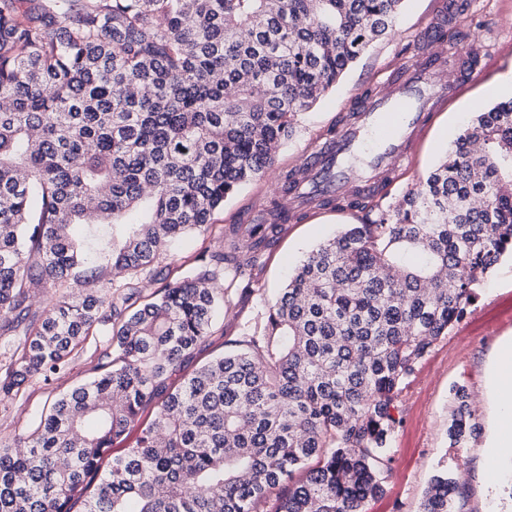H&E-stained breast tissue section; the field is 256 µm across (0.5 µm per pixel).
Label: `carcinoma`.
<instances>
[{
  "label": "carcinoma",
  "instance_id": "cac0c4a2",
  "mask_svg": "<svg viewBox=\"0 0 512 512\" xmlns=\"http://www.w3.org/2000/svg\"><path fill=\"white\" fill-rule=\"evenodd\" d=\"M402 3L0 0V335L23 336L0 396L109 331L94 376L0 448V512H363L384 493L406 381L512 255V97L474 113L396 208L309 198L363 222L177 384L295 214L267 198L247 241L230 225L183 280L167 281V245L275 169L298 116L392 34ZM69 280L85 292L31 313ZM145 283L160 284L148 300ZM468 398L456 388L452 448L474 430ZM149 404L135 446L109 455ZM461 496L441 471L420 512H461Z\"/></svg>",
  "mask_w": 512,
  "mask_h": 512
}]
</instances>
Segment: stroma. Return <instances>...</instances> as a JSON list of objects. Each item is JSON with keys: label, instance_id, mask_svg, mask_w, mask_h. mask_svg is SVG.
I'll list each match as a JSON object with an SVG mask.
<instances>
[{"label": "stroma", "instance_id": "1", "mask_svg": "<svg viewBox=\"0 0 512 512\" xmlns=\"http://www.w3.org/2000/svg\"><path fill=\"white\" fill-rule=\"evenodd\" d=\"M441 0H405L395 36L376 43L355 64L334 91L298 119L292 138L280 149L278 167H292L337 117L352 111L356 91L383 87L396 72L405 46L417 44L427 17ZM454 28L462 36L480 37L486 47L478 72L440 109L419 143L412 165L387 192L386 203L403 196L415 180L438 161L472 113L512 96V0H465L455 15ZM265 180L244 187L216 211L209 229L187 236L174 244L179 263L170 276L187 275L194 256L220 244L228 225L263 199ZM360 213L316 209L287 224L278 243L256 275L262 296H231L215 318L205 343L184 366L192 371L205 360L220 355L227 340L241 335L253 324L260 297H272L282 288L289 271L323 240L344 224H356ZM512 339V256L504 258L488 277L468 313L438 341L418 365L398 402L399 424L395 431L383 494L367 503L365 512H419L424 491L439 470H448L465 491L462 512H512V483L499 471L512 468V456H491L488 448L493 413L483 400L490 370L501 355L504 341ZM99 340H89L75 350L66 371L50 382H26L16 396L0 400V445L29 434L47 406L63 391L84 382L93 374L102 349ZM465 386L474 398L475 432L463 448L450 447L448 425L453 407V390Z\"/></svg>", "mask_w": 512, "mask_h": 512}]
</instances>
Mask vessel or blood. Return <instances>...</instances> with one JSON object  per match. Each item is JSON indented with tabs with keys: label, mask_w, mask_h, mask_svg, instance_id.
Wrapping results in <instances>:
<instances>
[{
	"label": "vessel or blood",
	"mask_w": 512,
	"mask_h": 512,
	"mask_svg": "<svg viewBox=\"0 0 512 512\" xmlns=\"http://www.w3.org/2000/svg\"><path fill=\"white\" fill-rule=\"evenodd\" d=\"M452 52L454 85L460 86L472 77L471 61L482 50L478 42L468 40ZM451 87L424 60L404 61L398 84L360 100L354 122L337 126L334 143L308 149L300 157L297 166L304 175L289 190V198L297 202L330 190L341 195L354 185L362 193L378 194L381 180L395 182L400 161L413 155L436 106L451 97Z\"/></svg>",
	"instance_id": "b4317fda"
}]
</instances>
